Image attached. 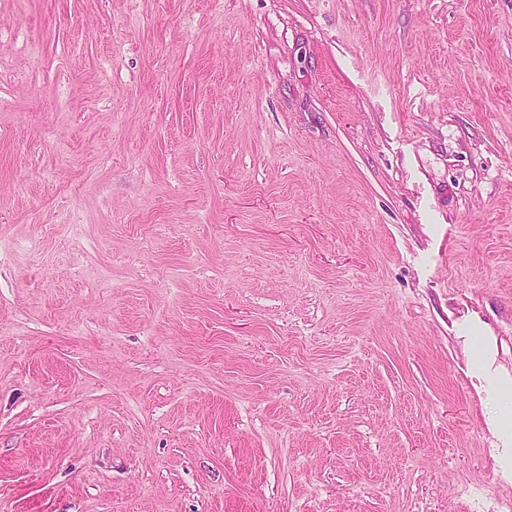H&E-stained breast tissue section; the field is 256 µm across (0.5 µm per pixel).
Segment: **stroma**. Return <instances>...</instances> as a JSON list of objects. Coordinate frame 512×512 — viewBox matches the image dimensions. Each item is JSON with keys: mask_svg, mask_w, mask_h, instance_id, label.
Wrapping results in <instances>:
<instances>
[{"mask_svg": "<svg viewBox=\"0 0 512 512\" xmlns=\"http://www.w3.org/2000/svg\"><path fill=\"white\" fill-rule=\"evenodd\" d=\"M512 0H0V512L512 500Z\"/></svg>", "mask_w": 512, "mask_h": 512, "instance_id": "obj_1", "label": "stroma"}]
</instances>
